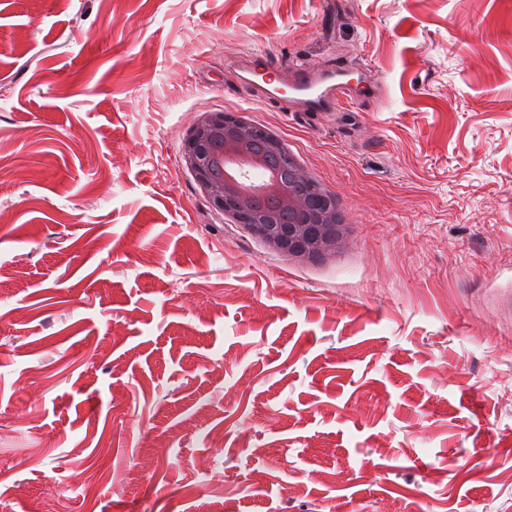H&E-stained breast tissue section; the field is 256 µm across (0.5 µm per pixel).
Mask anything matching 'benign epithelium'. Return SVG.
<instances>
[{"label": "benign epithelium", "instance_id": "benign-epithelium-1", "mask_svg": "<svg viewBox=\"0 0 512 512\" xmlns=\"http://www.w3.org/2000/svg\"><path fill=\"white\" fill-rule=\"evenodd\" d=\"M182 159L224 215L245 225L269 248L306 261L333 254L348 225L320 184L293 159L282 139L230 112H206L189 130ZM235 160L267 175L264 195L225 174Z\"/></svg>", "mask_w": 512, "mask_h": 512}]
</instances>
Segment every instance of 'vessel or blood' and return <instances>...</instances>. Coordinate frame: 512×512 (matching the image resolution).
Segmentation results:
<instances>
[{"label": "vessel or blood", "mask_w": 512, "mask_h": 512, "mask_svg": "<svg viewBox=\"0 0 512 512\" xmlns=\"http://www.w3.org/2000/svg\"><path fill=\"white\" fill-rule=\"evenodd\" d=\"M240 79L244 84L256 86L259 98L273 100L279 93L280 83H287L288 109L292 112L318 114L336 112L357 104L358 98L343 68H313L294 61L285 67L257 72L251 58H242Z\"/></svg>", "instance_id": "1"}]
</instances>
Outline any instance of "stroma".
<instances>
[{"mask_svg":"<svg viewBox=\"0 0 512 512\" xmlns=\"http://www.w3.org/2000/svg\"><path fill=\"white\" fill-rule=\"evenodd\" d=\"M249 50L375 92L305 120L251 100ZM222 111L345 248L213 205L181 146ZM218 501L512 512V0H0V512Z\"/></svg>","mask_w":512,"mask_h":512,"instance_id":"stroma-1","label":"stroma"}]
</instances>
